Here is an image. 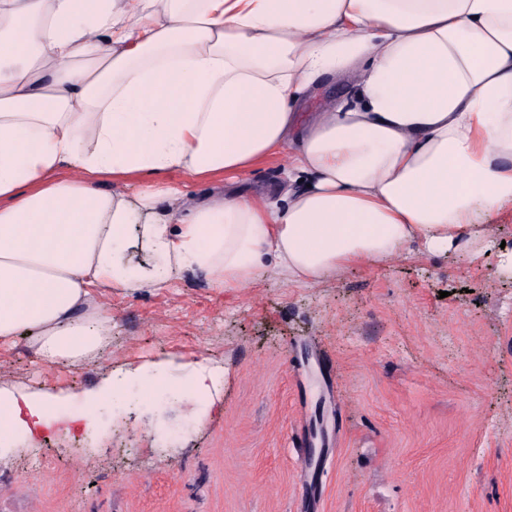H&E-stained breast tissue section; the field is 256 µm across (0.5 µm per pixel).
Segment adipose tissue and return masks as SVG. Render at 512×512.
<instances>
[{
  "label": "adipose tissue",
  "mask_w": 512,
  "mask_h": 512,
  "mask_svg": "<svg viewBox=\"0 0 512 512\" xmlns=\"http://www.w3.org/2000/svg\"><path fill=\"white\" fill-rule=\"evenodd\" d=\"M327 75L355 96L294 136ZM288 146L306 187H226ZM172 170L217 190L162 183ZM509 205L512 0H0V343L30 328L45 363L108 345L94 291L314 284L478 238ZM152 370L83 393L86 424ZM57 400L0 388V442L20 404Z\"/></svg>",
  "instance_id": "1"
}]
</instances>
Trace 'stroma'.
I'll list each match as a JSON object with an SVG mask.
<instances>
[{"instance_id": "35a3bbf8", "label": "stroma", "mask_w": 512, "mask_h": 512, "mask_svg": "<svg viewBox=\"0 0 512 512\" xmlns=\"http://www.w3.org/2000/svg\"><path fill=\"white\" fill-rule=\"evenodd\" d=\"M287 155L242 174L260 196ZM483 239L218 291L203 277L126 295L103 357L48 365L27 335L0 347V386L72 393L152 362L92 427L38 428L0 450V512H512V210ZM214 404L178 395L197 360ZM308 445L296 447V437ZM38 466H31L33 454Z\"/></svg>"}]
</instances>
